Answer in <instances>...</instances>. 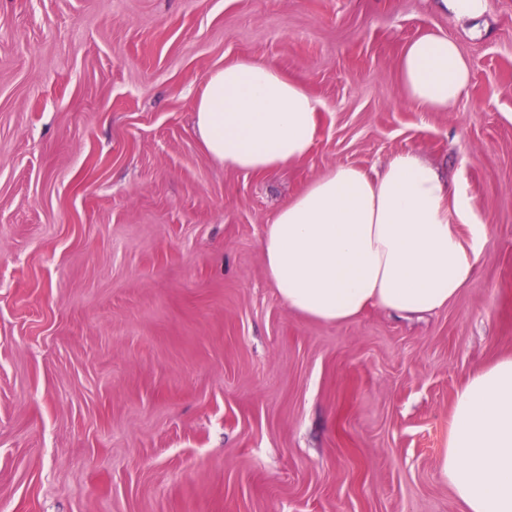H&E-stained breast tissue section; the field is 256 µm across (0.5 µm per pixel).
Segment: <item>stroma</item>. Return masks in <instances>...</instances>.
Wrapping results in <instances>:
<instances>
[{"mask_svg":"<svg viewBox=\"0 0 512 512\" xmlns=\"http://www.w3.org/2000/svg\"><path fill=\"white\" fill-rule=\"evenodd\" d=\"M452 37L453 112L402 89ZM240 58L321 103L308 156L209 157L193 102ZM418 151L487 237L421 320L303 319L259 242L328 170ZM512 356V0H0V512H464L438 476L455 394ZM436 6L458 23H469L488 13L489 0H434ZM399 69L406 98L425 111H453L471 81L470 63L457 42L433 32L404 46Z\"/></svg>","mask_w":512,"mask_h":512,"instance_id":"stroma-1","label":"stroma"}]
</instances>
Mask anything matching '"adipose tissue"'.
Here are the masks:
<instances>
[{
    "label": "adipose tissue",
    "mask_w": 512,
    "mask_h": 512,
    "mask_svg": "<svg viewBox=\"0 0 512 512\" xmlns=\"http://www.w3.org/2000/svg\"><path fill=\"white\" fill-rule=\"evenodd\" d=\"M399 69L406 98L426 111H453L471 81L457 42L433 32L404 46ZM319 115L304 85L255 59L213 71L195 101L209 156L255 173L305 158ZM485 234L461 188L407 150L371 173L341 165L313 181L279 208L261 249L289 310L345 324L375 307L398 316L447 307L469 285ZM438 473L466 512H512V357L458 390Z\"/></svg>",
    "instance_id": "adipose-tissue-1"
}]
</instances>
